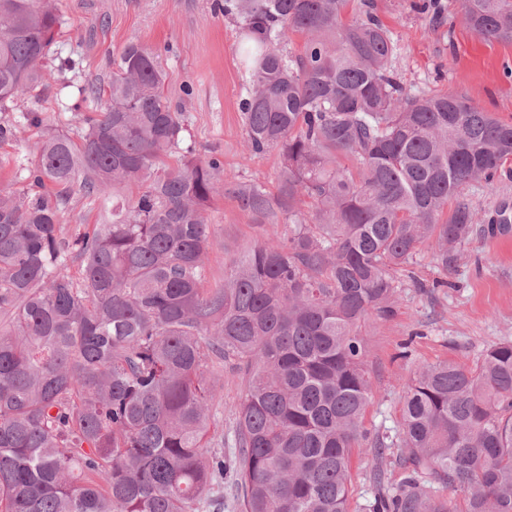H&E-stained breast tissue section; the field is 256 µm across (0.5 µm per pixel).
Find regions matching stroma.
Segmentation results:
<instances>
[{
  "label": "stroma",
  "mask_w": 512,
  "mask_h": 512,
  "mask_svg": "<svg viewBox=\"0 0 512 512\" xmlns=\"http://www.w3.org/2000/svg\"><path fill=\"white\" fill-rule=\"evenodd\" d=\"M222 0H59L61 25L47 60L59 96L40 103L24 98L0 112V124L17 128L0 142V191L19 197L37 191L29 173L38 164L36 144L43 127L78 137L74 115L96 111L76 85L108 84L112 57L135 41L158 54L167 73L164 87L184 118V142L198 156L220 154L236 179L278 184V153L245 151L240 101L248 82L241 62L238 26ZM415 0H373L377 15L398 43L394 68L408 90H438L465 98L496 119L512 123V42L477 35L458 12L456 0H441V20L414 7ZM38 110L40 125L26 112ZM463 195L479 214L477 230L460 245L454 269L438 263L433 244L397 272V314L369 322L363 336L374 397L365 428L394 440L401 430L406 389L422 367L453 359L473 365L490 345L512 341V159L492 184L473 182ZM100 203L70 188L62 222L70 236L97 223ZM215 244L208 253V281L222 280L230 251L253 245L263 233L231 196L218 197L208 211Z\"/></svg>",
  "instance_id": "obj_1"
}]
</instances>
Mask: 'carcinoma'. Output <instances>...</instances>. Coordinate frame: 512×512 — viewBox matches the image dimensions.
I'll return each mask as SVG.
<instances>
[{
	"label": "carcinoma",
	"instance_id": "obj_1",
	"mask_svg": "<svg viewBox=\"0 0 512 512\" xmlns=\"http://www.w3.org/2000/svg\"><path fill=\"white\" fill-rule=\"evenodd\" d=\"M457 2L472 30L512 41V0ZM224 15L250 62L246 151H278L276 191L229 183L218 156L180 148L167 75L132 41L107 86L78 87L107 97L78 118L79 141L48 129L37 143L33 183L60 190L0 194V512H218L230 470L241 512H348L364 444L378 485L389 449H405L397 488L369 512H512V342L470 368H421L388 443L363 426L361 334L393 318L394 273L422 245L456 267L478 221L460 187L491 184L512 157V124L407 90L368 0H224ZM60 25L58 0H0V112L49 88ZM180 149L190 158L167 166ZM77 181L106 216L70 240L60 214ZM223 194L271 233L208 286L206 211ZM216 364L246 381L232 458Z\"/></svg>",
	"mask_w": 512,
	"mask_h": 512
}]
</instances>
